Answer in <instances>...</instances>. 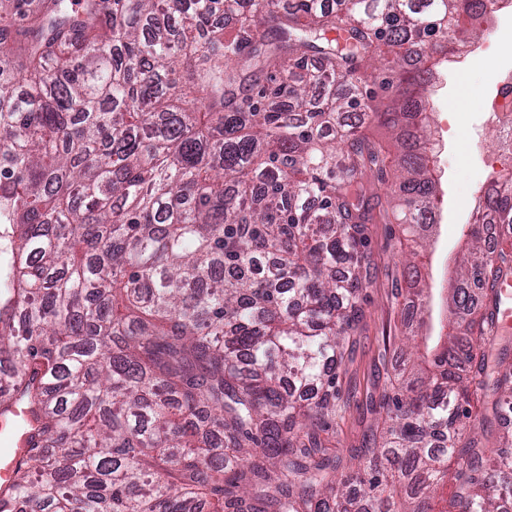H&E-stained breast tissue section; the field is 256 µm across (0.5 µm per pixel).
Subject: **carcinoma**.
<instances>
[{
	"mask_svg": "<svg viewBox=\"0 0 512 512\" xmlns=\"http://www.w3.org/2000/svg\"><path fill=\"white\" fill-rule=\"evenodd\" d=\"M326 2L0 0V417L34 420L0 512H438L450 478L444 512H507L512 339L492 321L512 255L481 224L378 446L340 473L312 441L336 425L387 218L368 179L387 152L360 122L397 131L417 258L435 55L488 9ZM382 46L385 112L353 80ZM478 209L512 227V189ZM408 295L414 338L432 320L417 273Z\"/></svg>",
	"mask_w": 512,
	"mask_h": 512,
	"instance_id": "carcinoma-1",
	"label": "carcinoma"
}]
</instances>
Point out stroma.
Instances as JSON below:
<instances>
[{
  "instance_id": "35a3bbf8",
  "label": "stroma",
  "mask_w": 512,
  "mask_h": 512,
  "mask_svg": "<svg viewBox=\"0 0 512 512\" xmlns=\"http://www.w3.org/2000/svg\"><path fill=\"white\" fill-rule=\"evenodd\" d=\"M459 64L448 60L436 87L438 110L433 114V138L440 176L438 217L421 271L433 288L445 287L448 262L459 250L463 226L481 185L475 166L477 144L489 140L492 129L480 108L476 87L486 84L484 71L470 75L467 88L457 87ZM369 251L373 260L367 287L365 317L354 331L337 369L340 395L336 402V432L325 435L327 452L348 466L352 449L367 448L383 414L389 379L406 356L400 338L407 304L405 248L396 220L372 225Z\"/></svg>"
}]
</instances>
